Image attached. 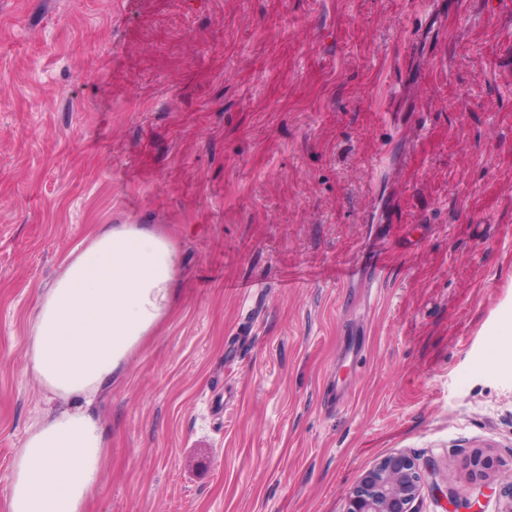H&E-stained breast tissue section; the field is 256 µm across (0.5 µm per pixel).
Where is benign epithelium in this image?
I'll use <instances>...</instances> for the list:
<instances>
[{
	"mask_svg": "<svg viewBox=\"0 0 512 512\" xmlns=\"http://www.w3.org/2000/svg\"><path fill=\"white\" fill-rule=\"evenodd\" d=\"M422 484L415 459L403 453L387 456L350 490L347 512H416Z\"/></svg>",
	"mask_w": 512,
	"mask_h": 512,
	"instance_id": "7a95c632",
	"label": "benign epithelium"
}]
</instances>
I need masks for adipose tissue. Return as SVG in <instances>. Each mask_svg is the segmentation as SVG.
Wrapping results in <instances>:
<instances>
[{
  "mask_svg": "<svg viewBox=\"0 0 512 512\" xmlns=\"http://www.w3.org/2000/svg\"><path fill=\"white\" fill-rule=\"evenodd\" d=\"M173 245L140 224H102L43 294L27 367L61 409L46 413L13 453L5 512H87L109 450L90 407L168 315Z\"/></svg>",
  "mask_w": 512,
  "mask_h": 512,
  "instance_id": "1",
  "label": "adipose tissue"
}]
</instances>
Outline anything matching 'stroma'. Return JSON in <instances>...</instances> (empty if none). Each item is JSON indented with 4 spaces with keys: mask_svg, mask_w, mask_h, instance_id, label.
<instances>
[{
    "mask_svg": "<svg viewBox=\"0 0 512 512\" xmlns=\"http://www.w3.org/2000/svg\"><path fill=\"white\" fill-rule=\"evenodd\" d=\"M100 224L179 276L88 512H345L399 452L501 512L512 0H0V507L38 298Z\"/></svg>",
    "mask_w": 512,
    "mask_h": 512,
    "instance_id": "35a3bbf8",
    "label": "stroma"
}]
</instances>
